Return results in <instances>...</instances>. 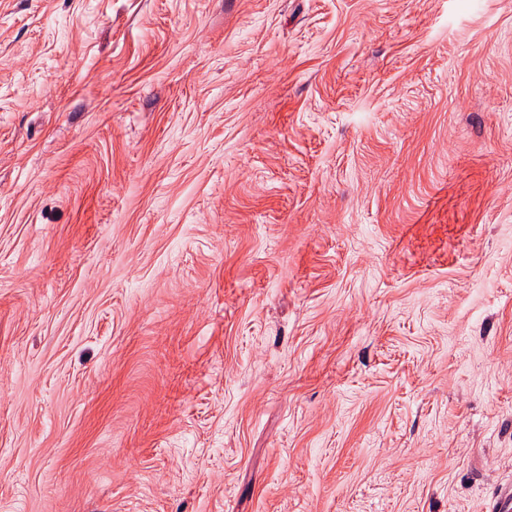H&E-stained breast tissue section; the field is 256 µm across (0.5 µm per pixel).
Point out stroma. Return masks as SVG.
Returning <instances> with one entry per match:
<instances>
[{"mask_svg":"<svg viewBox=\"0 0 512 512\" xmlns=\"http://www.w3.org/2000/svg\"><path fill=\"white\" fill-rule=\"evenodd\" d=\"M510 484L512 0H0V512Z\"/></svg>","mask_w":512,"mask_h":512,"instance_id":"obj_1","label":"stroma"}]
</instances>
